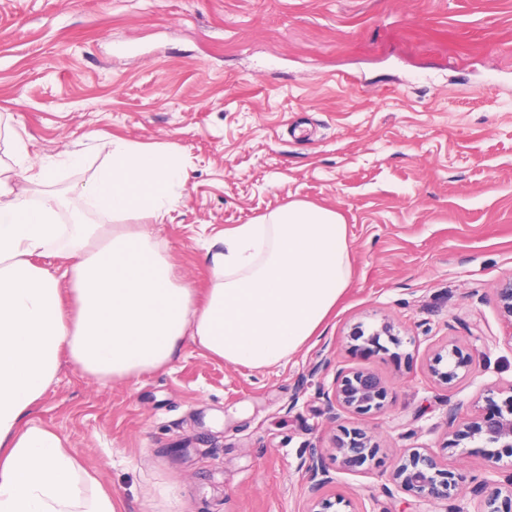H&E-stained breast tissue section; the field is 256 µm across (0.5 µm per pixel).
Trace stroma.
I'll list each match as a JSON object with an SVG mask.
<instances>
[{
	"instance_id": "1",
	"label": "stroma",
	"mask_w": 512,
	"mask_h": 512,
	"mask_svg": "<svg viewBox=\"0 0 512 512\" xmlns=\"http://www.w3.org/2000/svg\"><path fill=\"white\" fill-rule=\"evenodd\" d=\"M30 164L105 165L112 137L165 145L188 180L152 230L178 277L206 288L220 232L305 201L338 211L351 277L318 334L252 370L184 342L168 366L98 381L63 362L31 413L66 438L126 512H306L312 450L357 427L380 450L336 472L345 512H473L482 449L448 445L512 381V324L491 297L512 277V0H0V118ZM394 321L401 346L352 339ZM454 341L483 364L454 389L427 363ZM368 370L385 406L333 416L337 369ZM422 447L464 472L454 499L391 478Z\"/></svg>"
}]
</instances>
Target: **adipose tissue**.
I'll use <instances>...</instances> for the list:
<instances>
[{"label": "adipose tissue", "mask_w": 512, "mask_h": 512, "mask_svg": "<svg viewBox=\"0 0 512 512\" xmlns=\"http://www.w3.org/2000/svg\"><path fill=\"white\" fill-rule=\"evenodd\" d=\"M0 162V512H123L68 443L29 416L62 358L85 375L130 379L169 364L184 339L223 362L263 369L321 328L350 279L347 228L333 209L294 201L221 235L205 294L180 278L147 227L60 221L16 179L49 183L82 157L28 166L20 136ZM188 178L177 153L123 138L76 193L86 211L161 224ZM58 259V267L33 257Z\"/></svg>", "instance_id": "1"}]
</instances>
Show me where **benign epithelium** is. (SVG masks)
Here are the masks:
<instances>
[{"label": "benign epithelium", "mask_w": 512, "mask_h": 512, "mask_svg": "<svg viewBox=\"0 0 512 512\" xmlns=\"http://www.w3.org/2000/svg\"><path fill=\"white\" fill-rule=\"evenodd\" d=\"M495 300L501 316L512 323V278L499 283ZM394 330L391 322L384 321L365 342L381 351L385 349L381 344L385 336L398 346L401 339ZM429 371L439 383L452 389L460 381L474 376L476 365L470 354L454 345L448 349V356L435 355ZM508 392L509 396L500 403L487 399L485 415L462 429L454 427L456 413L448 415V427L452 428L456 441L469 439L491 448L486 453L485 476L473 490L478 497L475 512H512V472L504 475L497 466L502 455L512 458V383L508 385ZM385 394L381 379L365 370H339L331 388L322 391L327 410L336 416L342 412L356 415L378 412L383 408ZM375 451L371 436L361 428H353L345 431V438L334 441L331 447L312 452L303 462L311 482L308 512H337L335 506L341 500L333 501L324 493V488L335 482L332 470L359 467ZM393 479L407 494L426 501L457 497L467 476L426 449L405 448L398 458Z\"/></svg>", "instance_id": "7a95c632"}]
</instances>
